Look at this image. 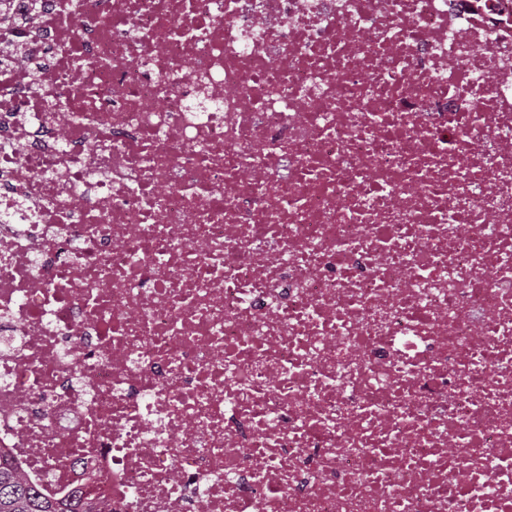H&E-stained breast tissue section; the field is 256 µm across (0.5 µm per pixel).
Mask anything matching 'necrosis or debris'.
I'll return each instance as SVG.
<instances>
[{
  "instance_id": "obj_1",
  "label": "necrosis or debris",
  "mask_w": 512,
  "mask_h": 512,
  "mask_svg": "<svg viewBox=\"0 0 512 512\" xmlns=\"http://www.w3.org/2000/svg\"><path fill=\"white\" fill-rule=\"evenodd\" d=\"M0 0V455L102 512H512V0Z\"/></svg>"
}]
</instances>
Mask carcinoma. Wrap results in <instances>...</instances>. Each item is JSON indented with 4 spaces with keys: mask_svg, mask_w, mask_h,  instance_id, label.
<instances>
[{
    "mask_svg": "<svg viewBox=\"0 0 512 512\" xmlns=\"http://www.w3.org/2000/svg\"><path fill=\"white\" fill-rule=\"evenodd\" d=\"M0 512H87L75 500L60 504L23 479L7 461L0 459Z\"/></svg>",
    "mask_w": 512,
    "mask_h": 512,
    "instance_id": "carcinoma-1",
    "label": "carcinoma"
}]
</instances>
